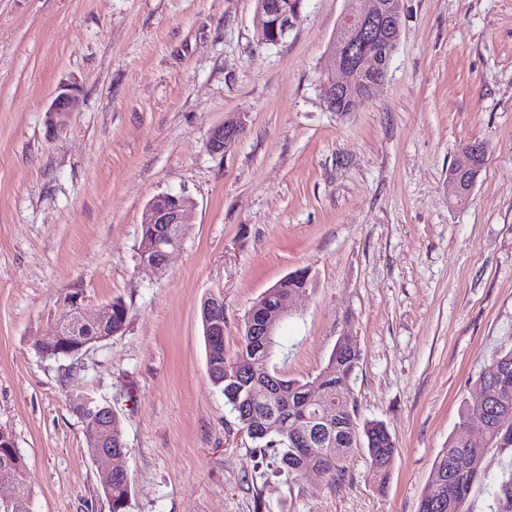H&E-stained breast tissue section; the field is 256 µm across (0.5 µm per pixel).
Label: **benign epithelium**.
Wrapping results in <instances>:
<instances>
[{"mask_svg": "<svg viewBox=\"0 0 512 512\" xmlns=\"http://www.w3.org/2000/svg\"><path fill=\"white\" fill-rule=\"evenodd\" d=\"M360 6L345 11L339 18L335 37L329 46V54L334 68L329 71L332 82L330 95L323 100L325 108L336 110V95H341L350 112L364 96L355 91V83L361 76L373 79L372 89L385 83L392 54L400 39L402 17L401 0H358ZM261 19L259 30H268L269 19H276L275 36L262 39L267 45L279 43L293 29L301 13L300 3L292 0L291 8L284 10L278 0H260L256 8ZM80 105L77 95L69 89H61L55 94L49 108L50 114L59 124H64L71 113L78 111ZM243 133L240 120L230 118L213 127L208 137V148L213 154H222L229 149ZM486 153L478 141H471L463 146L453 163L455 176L448 178V200L456 207L468 201L473 185L460 180V176L472 171L482 173L485 169ZM194 204L183 196L161 194L148 203V220L143 224L144 237L139 247L140 264L156 272L165 269L170 255L181 249L183 243L182 227L188 223ZM290 296L280 298L279 303L266 310L262 318L249 322V335L256 337L255 344L260 350L265 349V339L273 335L274 327ZM224 314V299L211 295L204 306L207 326H220ZM112 337V304L102 307L96 320L88 322L79 312L61 325L54 334L45 336L35 345L42 352L76 353L84 350L93 341ZM70 406L86 420H94L96 427L112 436V407H93L94 398L87 394H73ZM90 447L100 464V483L111 489L112 473H125L112 461L123 456L124 451L112 450V445H103L100 439L92 435ZM0 447L10 449L9 456L0 465V483L17 485L18 476L12 468L21 464L22 456L13 436L0 428ZM426 508H445L444 484L441 480L432 482L427 498L423 503Z\"/></svg>", "mask_w": 512, "mask_h": 512, "instance_id": "benign-epithelium-1", "label": "benign epithelium"}]
</instances>
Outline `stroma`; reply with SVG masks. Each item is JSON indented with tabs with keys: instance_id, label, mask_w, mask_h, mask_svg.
<instances>
[{
	"instance_id": "obj_1",
	"label": "stroma",
	"mask_w": 512,
	"mask_h": 512,
	"mask_svg": "<svg viewBox=\"0 0 512 512\" xmlns=\"http://www.w3.org/2000/svg\"><path fill=\"white\" fill-rule=\"evenodd\" d=\"M348 0H304L276 45L255 0H0V427L27 462L31 512H110L69 396L107 401L126 443L128 512H418L477 378L512 347V0H402L388 77L351 112L319 95ZM63 86L81 107L51 127ZM240 116L221 155L212 127ZM488 157L448 202L459 148ZM196 204L163 274L138 260L147 203ZM306 292L270 366L307 381L343 334L361 419L395 440L380 483L364 448L342 477L275 472L206 370L200 305L224 299L235 354L253 302ZM122 299L124 331L76 356L34 345ZM511 448H492L470 512H490Z\"/></svg>"
}]
</instances>
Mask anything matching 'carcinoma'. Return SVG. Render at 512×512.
Listing matches in <instances>:
<instances>
[{"label":"carcinoma","instance_id":"obj_1","mask_svg":"<svg viewBox=\"0 0 512 512\" xmlns=\"http://www.w3.org/2000/svg\"><path fill=\"white\" fill-rule=\"evenodd\" d=\"M302 277L296 276L275 289L266 299L273 306L284 295L305 291ZM127 321V307L120 299L112 300V330L121 332ZM206 366L213 384L224 395L236 414L241 430L252 440L263 459H270L279 472L298 476L308 467L318 468L330 484L342 475L343 461L363 442L373 471L386 483L395 455V442L379 421L360 422L352 380L360 360L356 343L333 349L327 364L314 378L323 386L320 396L306 393L307 383L284 379L269 368L274 340L267 351H257L252 337L243 334L233 357L224 351V337H204ZM485 399L466 405L461 412L462 425L480 426L484 443L465 441L460 436L448 438V446L438 454L432 478L442 479L448 507L442 512H468L467 502L474 485L481 478V464L487 451L498 445L512 447V428L504 431L499 416L512 418V349L495 354L479 375ZM341 394L345 409L336 414V394ZM326 421L328 436L310 442L306 431L313 423ZM344 440L336 447V435ZM130 482L126 476H112V512H127ZM491 512H512V469L502 476L495 492Z\"/></svg>","mask_w":512,"mask_h":512}]
</instances>
